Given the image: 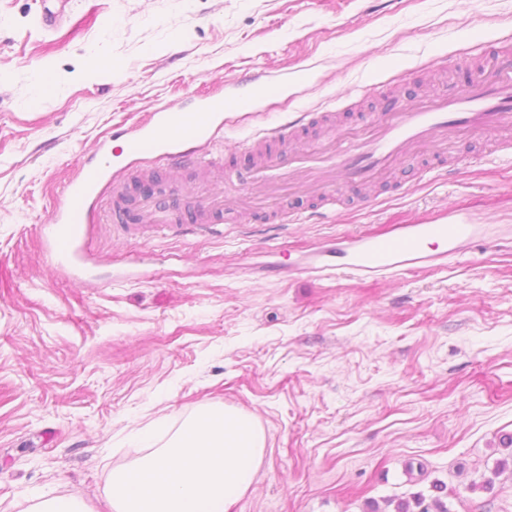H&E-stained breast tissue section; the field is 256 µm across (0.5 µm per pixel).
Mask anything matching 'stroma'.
<instances>
[{
  "instance_id": "obj_1",
  "label": "stroma",
  "mask_w": 512,
  "mask_h": 512,
  "mask_svg": "<svg viewBox=\"0 0 512 512\" xmlns=\"http://www.w3.org/2000/svg\"><path fill=\"white\" fill-rule=\"evenodd\" d=\"M0 0V512L38 498L100 505L144 433L166 443L198 409L231 406L264 429L266 454L231 512H366L371 500L447 486L451 512H512V156L493 136L421 158L295 220L261 223L244 142L296 113L364 124L398 101L452 92L512 46V0ZM53 87L42 93L41 72ZM295 76L283 94L224 115L220 236H128L99 225L93 276L56 271L41 227L76 161L160 107L192 110L243 75ZM380 93L348 105L352 89ZM158 200L196 170L120 153ZM495 225L431 270L385 279L302 270L320 246L449 215Z\"/></svg>"
}]
</instances>
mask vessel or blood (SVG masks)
Returning <instances> with one entry per match:
<instances>
[{
    "instance_id": "vessel-or-blood-1",
    "label": "vessel or blood",
    "mask_w": 512,
    "mask_h": 512,
    "mask_svg": "<svg viewBox=\"0 0 512 512\" xmlns=\"http://www.w3.org/2000/svg\"><path fill=\"white\" fill-rule=\"evenodd\" d=\"M282 83L239 80L228 97L197 98L191 112L160 109L132 127L126 145L130 153L149 152L170 166L194 167L207 175L184 191L185 204L193 211L195 223H183L179 215L161 208L154 194H142L139 208L143 223L153 231L216 232L224 222V185L209 178V171L222 168L223 157L213 146L224 135V113L234 105L249 103L282 90ZM327 112H302L294 119L264 130L257 139L273 151L256 172L277 187H285L284 167L304 172L308 182L330 183L342 176L346 183L359 186L407 160L424 147L433 148L434 169L447 171V156L440 152L451 134L482 136L502 134L494 149H512V67L498 73L477 74L455 92L424 103L399 102L377 119L367 137L355 140L322 139L310 151L286 156L279 146L288 136L308 126L333 127ZM138 173L113 169L109 161L78 163L64 185L66 203L56 209L47 226L45 248L58 266L83 264V243L97 224L109 221L123 233L132 225L124 221L127 180H138ZM489 227L449 220L437 224L401 225L387 238L359 237L344 248L324 246L305 265L311 273L346 272L360 278H387L404 272L425 271L438 266L464 247L486 239Z\"/></svg>"
}]
</instances>
